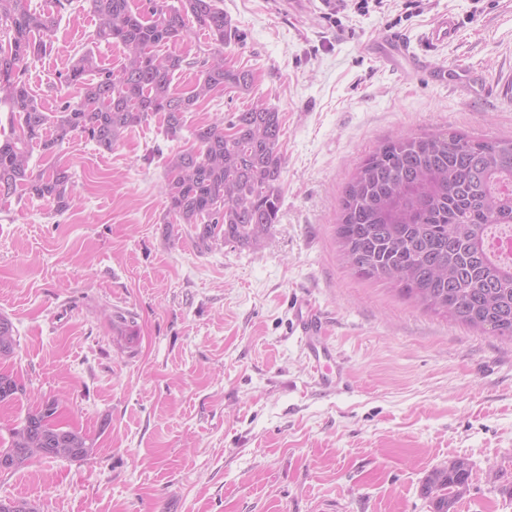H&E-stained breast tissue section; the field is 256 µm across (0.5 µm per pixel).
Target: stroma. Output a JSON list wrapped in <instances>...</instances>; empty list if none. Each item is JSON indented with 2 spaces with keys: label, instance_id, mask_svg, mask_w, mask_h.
<instances>
[{
  "label": "stroma",
  "instance_id": "stroma-1",
  "mask_svg": "<svg viewBox=\"0 0 512 512\" xmlns=\"http://www.w3.org/2000/svg\"><path fill=\"white\" fill-rule=\"evenodd\" d=\"M221 0L240 32L224 49L250 70L167 136L161 116L109 152L78 137L30 165L71 173L64 210L20 191L0 200V315L17 346L0 369L24 386L0 404V448L41 400L95 442L84 461L35 457L0 473V499L38 512H433L434 468L462 459L469 488L454 512H512V340L423 312L385 282L343 265L335 224L355 165L381 141L433 131L512 137V0ZM54 14V48L26 80L46 112L76 102L64 76L93 51L87 0ZM455 41L427 48L441 14ZM385 33L428 54L437 75L393 71L372 53ZM471 72L474 90L450 85ZM264 97L281 116L280 221L253 246L200 247L167 224L168 156L194 128ZM305 298L346 374L324 388L292 330ZM126 322L115 326L112 317Z\"/></svg>",
  "mask_w": 512,
  "mask_h": 512
}]
</instances>
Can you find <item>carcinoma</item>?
Segmentation results:
<instances>
[{"instance_id": "obj_1", "label": "carcinoma", "mask_w": 512, "mask_h": 512, "mask_svg": "<svg viewBox=\"0 0 512 512\" xmlns=\"http://www.w3.org/2000/svg\"><path fill=\"white\" fill-rule=\"evenodd\" d=\"M96 17L93 39L124 47L114 69L103 70L91 52L80 54L65 76L80 101L54 116L24 78L27 60L53 48L55 18L30 0H0V93L12 112L9 136L0 139V199L22 187L28 194L66 207L72 175L55 165L33 173L35 145L51 154L79 135L110 151L130 128L159 112L176 136L184 114L224 88L248 92L250 71L225 62L224 46L237 29L218 0H87ZM193 17L214 48L188 58L174 46L189 37ZM172 47L163 54L161 47ZM196 69L194 86L172 90L175 72ZM280 112L259 99L192 132L195 145L172 155L165 168L164 194L173 224H200L201 241L223 231L224 240L258 242L278 223L283 169ZM512 226V139L487 140L464 134L427 133L380 143L356 167L340 203L336 236L347 268L357 277L390 283L425 310L472 329L491 325L494 335L512 340V260L492 252L493 229ZM16 340L9 319L0 317V359ZM23 386L0 372V403ZM59 402L46 399L10 429L0 448L11 470L32 457L87 460L95 443L58 420ZM471 469L452 460L427 476L423 494L434 512H451L469 485ZM0 512H37L26 500L0 499Z\"/></svg>"}]
</instances>
